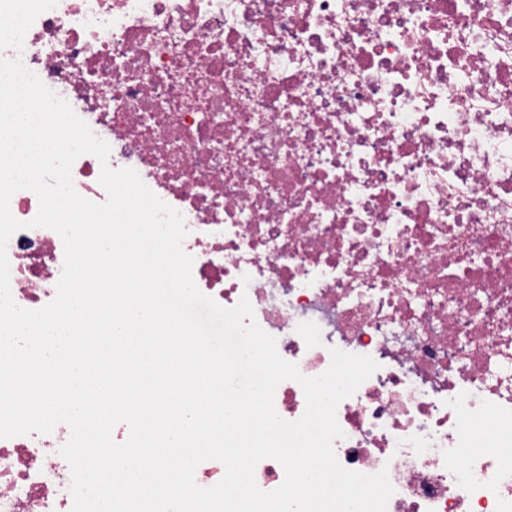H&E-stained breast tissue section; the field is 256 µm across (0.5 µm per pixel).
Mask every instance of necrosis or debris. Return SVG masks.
<instances>
[{
  "instance_id": "necrosis-or-debris-1",
  "label": "necrosis or debris",
  "mask_w": 512,
  "mask_h": 512,
  "mask_svg": "<svg viewBox=\"0 0 512 512\" xmlns=\"http://www.w3.org/2000/svg\"><path fill=\"white\" fill-rule=\"evenodd\" d=\"M17 58L182 214L204 294L303 375L378 363L334 449L386 512H512V0H0ZM7 254L50 302L59 235ZM69 437L0 439V512H71Z\"/></svg>"
}]
</instances>
